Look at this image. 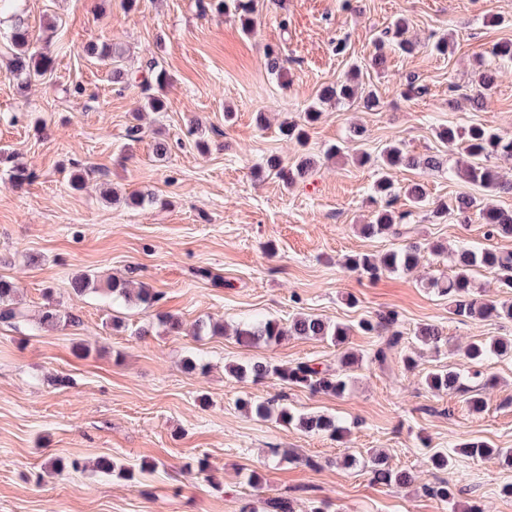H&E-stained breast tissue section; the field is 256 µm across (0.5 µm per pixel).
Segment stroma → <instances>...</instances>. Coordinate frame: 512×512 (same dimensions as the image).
<instances>
[{
	"label": "stroma",
	"instance_id": "35a3bbf8",
	"mask_svg": "<svg viewBox=\"0 0 512 512\" xmlns=\"http://www.w3.org/2000/svg\"><path fill=\"white\" fill-rule=\"evenodd\" d=\"M18 11L54 60V68L20 92L6 67L9 19L0 20V148L32 172L11 187L0 164V277L17 287L28 315L18 325L0 323V512H266L248 483L260 475L269 497L293 499L297 512L326 501L329 512H512V467L497 458L456 452L465 441L512 448V360H489L485 406L475 412L465 395L432 392L430 372L459 362L470 342L512 334V322L460 321L429 280L451 275L446 253L424 252L410 274L371 280L346 269L347 255L381 254L399 239L362 236L373 216L369 202L377 165L352 158L326 159L328 144L348 142L363 125L360 149L379 154L400 140L425 155L443 149L439 128L483 124L512 133V62L492 57L494 44L512 40V0H257L253 32L244 35L234 15L201 13L198 0H19ZM409 22L412 54H389L383 73L370 66L373 39L396 16ZM449 37L453 49L433 46ZM346 41L337 54V41ZM123 53V66L144 75L157 61L172 76L160 90L166 109L135 119L144 86L113 82L107 63L86 57L88 43ZM282 50L287 80L267 69L266 45ZM497 72L488 111L471 108V72ZM359 66L363 82L380 98L326 106L303 142L286 139L283 121L300 120L323 87ZM414 75L422 95L406 99L397 83ZM456 86L458 108L448 106ZM232 120H225V110ZM266 126H258L257 113ZM142 124L139 141L127 133ZM167 142L157 156V142ZM294 166L304 156L316 165L306 178L284 186L264 170L268 156ZM90 167L84 189H71L65 170ZM400 186L423 183L430 201L454 203L475 186L447 171L401 169ZM135 191L154 202L125 203ZM416 238L447 249L464 244L512 252V238L491 237L478 216L460 222L449 214L429 222L423 210L400 198ZM81 272L124 277L159 293L155 309L128 308L95 293L76 294ZM54 299L79 323L38 330L35 319ZM393 310L403 341L387 368L373 354L382 339L356 332L362 318ZM166 312L184 323L182 334L156 320ZM301 314L352 326L347 347L361 361L349 391L314 394L275 379L261 384L231 377L226 368L256 358L287 365L314 359L337 368L330 341L289 336L250 348L232 336H193L195 323L272 317L288 323ZM124 325L113 328V317ZM438 326L440 350L414 338L417 327ZM146 335H136L137 327ZM90 353L79 351V344ZM417 365L406 369L402 357ZM202 369L185 367L188 357ZM281 399L301 413L331 415L346 426L339 438L307 433L276 419L239 409L238 399ZM382 451L391 468L416 484L398 491L373 481L367 469L345 458ZM453 451L448 479L459 487L454 504L427 496L434 479L429 461ZM85 460L62 476L45 471L51 457ZM139 468L154 465L143 485L94 471L98 458ZM206 458L208 475L194 465ZM319 461L308 468L305 458Z\"/></svg>",
	"mask_w": 512,
	"mask_h": 512
}]
</instances>
